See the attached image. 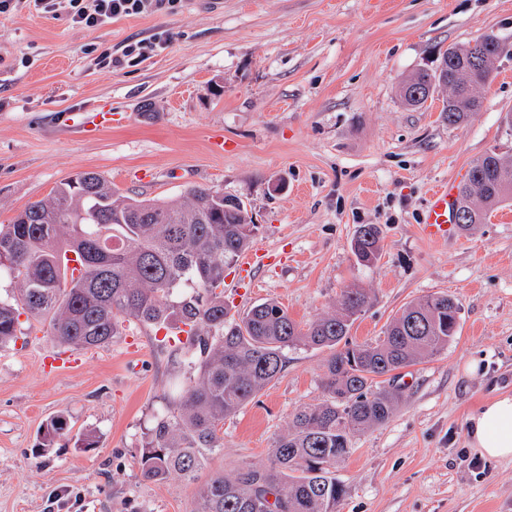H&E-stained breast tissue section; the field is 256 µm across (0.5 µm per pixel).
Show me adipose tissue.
<instances>
[{"mask_svg": "<svg viewBox=\"0 0 512 512\" xmlns=\"http://www.w3.org/2000/svg\"><path fill=\"white\" fill-rule=\"evenodd\" d=\"M469 441L480 453L494 459H512V395L487 401L472 418Z\"/></svg>", "mask_w": 512, "mask_h": 512, "instance_id": "ef3b65f1", "label": "adipose tissue"}]
</instances>
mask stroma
I'll list each match as a JSON object with an SVG mask.
<instances>
[{
	"label": "stroma",
	"instance_id": "35a3bbf8",
	"mask_svg": "<svg viewBox=\"0 0 512 512\" xmlns=\"http://www.w3.org/2000/svg\"><path fill=\"white\" fill-rule=\"evenodd\" d=\"M490 27L512 35V0H180L94 29L62 10L0 16V225L84 171L141 199L212 187L244 202L251 248L269 256L241 285L239 262L226 266L231 313L273 300L305 325L356 286L370 295L351 329L364 343L406 303L448 293L456 340L397 371L392 416L336 466V512H512V459L485 458L466 435L486 401L512 393V203L437 243L422 225L433 186L491 149L512 153V59L458 127L440 118L442 94L416 109L397 95L434 50ZM363 224L382 231L370 266L350 250ZM61 351L38 329L0 348V512H192L194 485L139 466L173 373L154 331L130 324L45 368ZM328 356L287 350L279 380L225 420L206 474L266 465L295 409L323 399ZM59 414L65 434L36 455ZM89 433L97 448H77Z\"/></svg>",
	"mask_w": 512,
	"mask_h": 512
}]
</instances>
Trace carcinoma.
<instances>
[{"label": "carcinoma", "mask_w": 512, "mask_h": 512, "mask_svg": "<svg viewBox=\"0 0 512 512\" xmlns=\"http://www.w3.org/2000/svg\"><path fill=\"white\" fill-rule=\"evenodd\" d=\"M480 55L484 66L470 61ZM444 81L417 73L399 84L398 96L420 104L448 92L440 117L465 123L484 103L482 91L495 78L493 50L464 44L439 53ZM512 200V155L486 153L471 165L459 206L470 213L468 230ZM256 225L241 199L211 188H193L186 198H121L112 183L83 172L57 185L45 200L0 225V276L17 284V295L0 299V347L23 335L21 316L48 326L62 346L103 348L136 322L166 336L158 347L173 365L183 349L195 360L189 385L172 384L168 413L149 430L140 455L142 476L156 482L177 476L198 484L194 512H336L343 487L332 468L352 450V436L384 424L398 400L393 385L377 379L448 349L459 329L460 307L435 293L401 307L384 336L372 343L348 340L368 305L361 288L343 291L339 308L302 326L274 301L238 317L224 304V266L249 249ZM374 224L359 227L351 241L358 263L381 256ZM74 254L83 268L68 266ZM327 348L325 399L298 408L288 431L269 449V464L199 482L208 456L224 447V420L281 377L285 350ZM66 419L53 417L37 444L52 448Z\"/></svg>", "instance_id": "cac0c4a2"}]
</instances>
